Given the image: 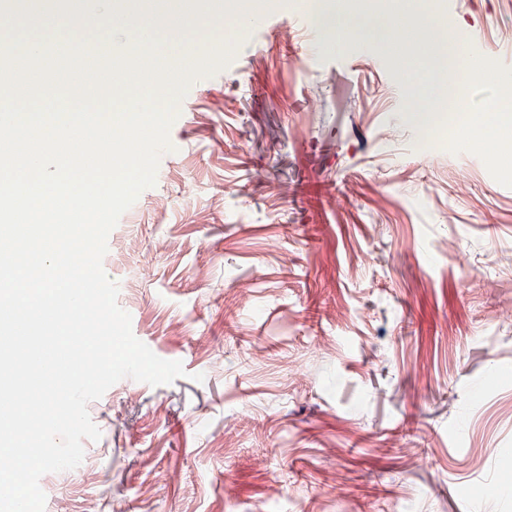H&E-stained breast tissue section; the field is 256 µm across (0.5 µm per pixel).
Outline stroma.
Instances as JSON below:
<instances>
[{"mask_svg": "<svg viewBox=\"0 0 512 512\" xmlns=\"http://www.w3.org/2000/svg\"><path fill=\"white\" fill-rule=\"evenodd\" d=\"M254 12L212 34L232 60L107 240L134 335L185 375L90 402V466L41 477L48 512H512V172L415 152L407 100L440 76L398 45ZM443 13L512 64V0Z\"/></svg>", "mask_w": 512, "mask_h": 512, "instance_id": "35a3bbf8", "label": "stroma"}]
</instances>
